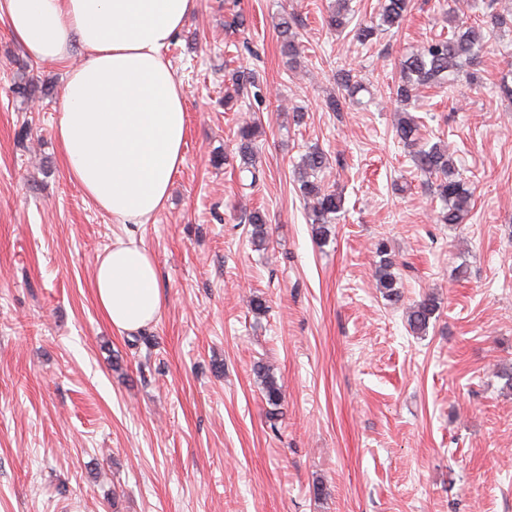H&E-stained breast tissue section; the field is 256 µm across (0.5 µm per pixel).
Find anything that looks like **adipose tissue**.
I'll list each match as a JSON object with an SVG mask.
<instances>
[{"instance_id":"1","label":"adipose tissue","mask_w":512,"mask_h":512,"mask_svg":"<svg viewBox=\"0 0 512 512\" xmlns=\"http://www.w3.org/2000/svg\"><path fill=\"white\" fill-rule=\"evenodd\" d=\"M196 0H0V19L25 54L67 63L55 135L67 172L103 211L139 224L163 208L183 162L186 89L161 50ZM82 61L70 66L73 51ZM94 297L119 333L163 308L144 246L116 241L97 259Z\"/></svg>"}]
</instances>
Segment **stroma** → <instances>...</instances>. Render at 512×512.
Segmentation results:
<instances>
[{
	"label": "stroma",
	"instance_id": "35a3bbf8",
	"mask_svg": "<svg viewBox=\"0 0 512 512\" xmlns=\"http://www.w3.org/2000/svg\"><path fill=\"white\" fill-rule=\"evenodd\" d=\"M332 3L197 0L162 50L187 89L184 160L143 224L69 177L55 136L66 69L28 58L0 21V512H512V97L499 89L512 27L484 25L512 0H410L368 45L327 27ZM458 16L488 45L482 83L420 87L415 111L473 190L465 223L440 224L395 136L393 89L399 59ZM349 69L363 105L330 111ZM235 70L257 83L229 110ZM253 119L256 182L236 138ZM314 146L344 199L324 243L295 174ZM129 238L154 255L164 306L127 336L92 283L98 256ZM381 238L397 303L375 286ZM425 294L438 310L418 335L405 311ZM262 363L283 386L275 422ZM278 25L284 52L291 57L297 56L299 54V43L294 32V25H296L295 17L291 14L282 15Z\"/></svg>",
	"mask_w": 512,
	"mask_h": 512
}]
</instances>
